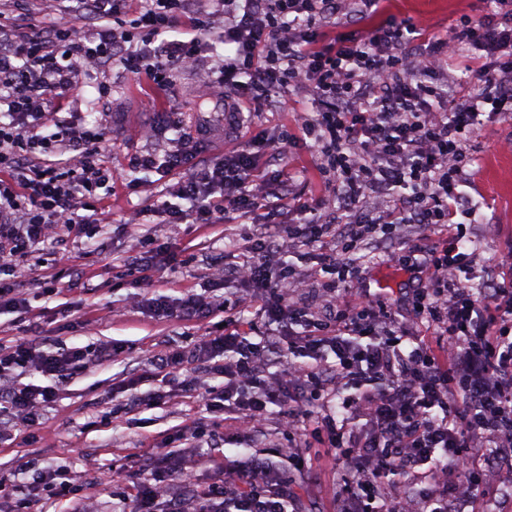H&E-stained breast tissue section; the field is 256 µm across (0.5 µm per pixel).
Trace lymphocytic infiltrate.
I'll return each mask as SVG.
<instances>
[{
    "label": "lymphocytic infiltrate",
    "instance_id": "f902f5d3",
    "mask_svg": "<svg viewBox=\"0 0 512 512\" xmlns=\"http://www.w3.org/2000/svg\"><path fill=\"white\" fill-rule=\"evenodd\" d=\"M61 22L18 32L0 10V310L29 312L31 297L19 281L28 250L66 232L81 237L97 223L98 189L116 177L105 165L108 128L75 124L61 114L78 101L82 78L120 62L133 78L168 86L176 70L199 69L210 40L228 46L218 81L288 91L309 88L322 108L301 125L320 147L333 175L339 210L324 201L296 204L293 224L261 234L245 231L248 257L227 265L217 285L236 283L221 302L187 293L148 300L161 318L190 321L221 312L222 334L192 347L155 355L158 371L174 374L185 362L223 377L221 389L182 391L206 410L255 427L270 406L282 410L288 430L327 436L336 459L352 476L336 512H466L491 499L489 478L512 471V266L501 280L473 292L462 279L468 262L455 221L464 197L463 169L471 142L486 120L512 118V0H494L493 13L466 20L455 41H426L414 22L374 29L367 38L327 37L337 19L372 12L379 0H211L212 11L190 0H149L129 16L128 0H45ZM465 54L467 85L458 88L449 59ZM180 140L164 155L137 158V167L168 172L194 164L179 183L188 208L162 204L171 223L220 224L226 214L264 204L269 216L284 206L286 180H255V155L243 143L214 160L195 161ZM400 224L437 228L436 246H410V266L424 282L399 315L390 297L360 287L358 242ZM318 246L325 275L322 307L297 305L275 254ZM259 306L270 329L252 338L244 311ZM303 331H294V322ZM426 335L400 344L412 325ZM280 370L270 375L269 353ZM111 343L47 351L20 342L0 348V426L28 442L41 426L56 384L92 364L110 362ZM40 373L49 385L22 383L18 370ZM323 397L322 413L308 409ZM223 479L202 488L181 463L153 453L135 464L147 478L133 512H288L296 503L288 479H274L267 461L214 456ZM393 483L390 496L380 485ZM423 491H416V484ZM65 512H88L61 468L45 467L18 497L19 512H44V490Z\"/></svg>",
    "mask_w": 512,
    "mask_h": 512
}]
</instances>
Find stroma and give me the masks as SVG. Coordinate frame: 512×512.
Here are the masks:
<instances>
[{
    "instance_id": "stroma-1",
    "label": "stroma",
    "mask_w": 512,
    "mask_h": 512,
    "mask_svg": "<svg viewBox=\"0 0 512 512\" xmlns=\"http://www.w3.org/2000/svg\"><path fill=\"white\" fill-rule=\"evenodd\" d=\"M494 8L493 0H382L377 14L337 24L336 32L361 37L374 26L409 19L426 37L450 41L461 20L485 16ZM214 82L211 76L181 73L161 90L148 81H135L117 63L105 76L84 78L83 119H107V160L128 170L134 183L113 184L111 196L103 201L105 224L87 225L77 240L64 235L49 240L24 258V287L55 279L63 290L33 301L26 316L0 314V345L25 341L38 346L48 336L57 349L109 341L118 354L111 364L77 373L62 386L56 402L45 408L44 426L34 442L0 446V486L5 491L31 481V474L14 469L15 457L26 455L41 468L67 466L68 481L89 489L95 512H119L122 499L133 497L140 481L127 468L130 457L154 444L178 445L187 423L216 430L219 452L229 458L247 451L284 465L291 454L303 456L305 469L289 472L299 491L297 512H334L337 495L348 489L351 477L337 465L333 450L311 437L282 434L277 413H269L260 432L247 437L175 393L153 409L133 410L127 404L131 392L164 388L162 374L151 365L154 355L219 335L224 322L220 313L193 322L158 320L144 308V299H174L188 289L204 293L216 272L214 259L238 262L236 242L242 227L260 233L268 229L267 210L258 206L209 227L166 223L149 207L167 200L170 189L188 178L190 170L184 167L168 175L135 170V157L163 155L182 133L199 126L209 130L196 146L201 160L222 155L248 138H271L285 131L290 139L279 160L260 158L261 173H289L294 199L334 200L328 177L319 168L318 148L300 131L306 112L318 108L310 93L297 88L285 95L269 92L268 106L248 112L244 126L228 128L223 106L206 97ZM101 83L107 86L103 95L97 89ZM173 113L178 123H170ZM473 149L474 175L465 189L468 205L460 221L474 285L480 288L501 271L512 251V123L489 124L474 138ZM101 237L110 240L106 253L90 252V243ZM422 239L432 245L440 236L416 224L400 225L390 261L372 243L361 245L365 287L393 299L406 296L418 283L409 270L407 246ZM136 250L145 253L151 266L149 280L126 269L128 255Z\"/></svg>"
}]
</instances>
